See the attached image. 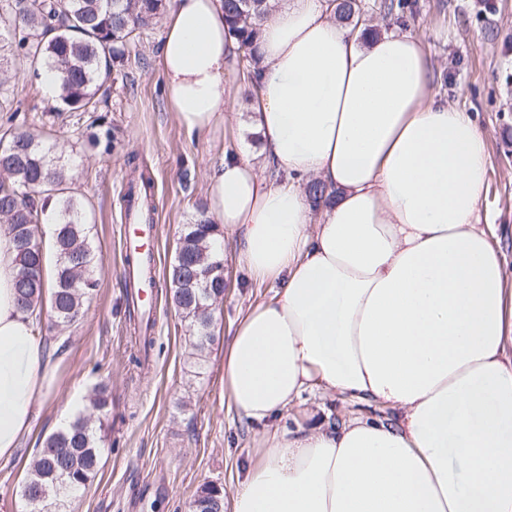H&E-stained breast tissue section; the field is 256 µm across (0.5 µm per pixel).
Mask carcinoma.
I'll use <instances>...</instances> for the list:
<instances>
[{
    "instance_id": "obj_1",
    "label": "carcinoma",
    "mask_w": 512,
    "mask_h": 512,
    "mask_svg": "<svg viewBox=\"0 0 512 512\" xmlns=\"http://www.w3.org/2000/svg\"><path fill=\"white\" fill-rule=\"evenodd\" d=\"M224 20L239 44V76L247 80L255 63L254 46L268 0H223ZM408 0H381L384 17L404 18ZM167 8V0H0V52H9L17 68L45 64L58 73L61 100L75 112L97 111L101 80L110 62L123 60L137 48L144 32ZM338 19L349 24L365 20L363 0H336ZM67 171L53 147L24 126L0 131V221L9 225L17 247L15 288L25 311L42 305L44 253L33 231L52 224L56 252L55 285L50 309L56 321L78 318L82 299L97 287L92 274L98 263L85 222L82 203L66 187ZM217 225L200 211L184 225L180 245L168 271L172 298L188 321L195 348L210 345L213 295L224 292V259L215 248ZM100 436L90 418L75 416L50 435L33 460L23 496L38 512H54L60 499L96 475ZM193 512H224L223 488L204 484Z\"/></svg>"
}]
</instances>
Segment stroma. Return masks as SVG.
Returning <instances> with one entry per match:
<instances>
[{
	"mask_svg": "<svg viewBox=\"0 0 512 512\" xmlns=\"http://www.w3.org/2000/svg\"><path fill=\"white\" fill-rule=\"evenodd\" d=\"M410 2L413 13L404 27L425 42L434 91L472 112L486 137L491 166L479 209L512 262V0ZM161 36V25H154L137 55L115 66L93 116L44 98L31 72H0L14 82L16 101L34 116L46 142L73 160L71 188L85 206L100 258L97 287L80 319L69 326L42 320L43 337L58 345L56 378L36 419L32 447L0 460V512H32L22 487L36 449L62 428L63 417L86 412L102 385L109 405L100 417L105 446L98 472L60 512H190L203 484H218L232 496L257 456L259 428L228 408L220 365L227 328L248 305L269 298L272 288L245 284L235 260L225 256L216 340L199 364L167 272L182 225L205 201L210 158L242 146L254 152L259 144L247 124L219 125L197 136L180 127L162 89ZM138 166L153 174L158 224L153 367L146 375L133 361L122 242L123 194Z\"/></svg>",
	"mask_w": 512,
	"mask_h": 512,
	"instance_id": "obj_1",
	"label": "stroma"
}]
</instances>
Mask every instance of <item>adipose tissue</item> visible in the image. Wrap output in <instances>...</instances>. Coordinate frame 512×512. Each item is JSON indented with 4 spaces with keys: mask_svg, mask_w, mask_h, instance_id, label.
Here are the masks:
<instances>
[{
    "mask_svg": "<svg viewBox=\"0 0 512 512\" xmlns=\"http://www.w3.org/2000/svg\"><path fill=\"white\" fill-rule=\"evenodd\" d=\"M250 83L256 155L208 163V214L273 295L224 344V398L265 427L230 512H512V272L479 203L490 156L432 87L422 38L341 23L335 0H271ZM222 0H172L160 74L190 134L236 112ZM333 192L314 207L305 187ZM0 226V459L28 441L57 364L15 303ZM383 417L333 419L304 394ZM462 461L464 477L449 460Z\"/></svg>",
    "mask_w": 512,
    "mask_h": 512,
    "instance_id": "adipose-tissue-1",
    "label": "adipose tissue"
}]
</instances>
